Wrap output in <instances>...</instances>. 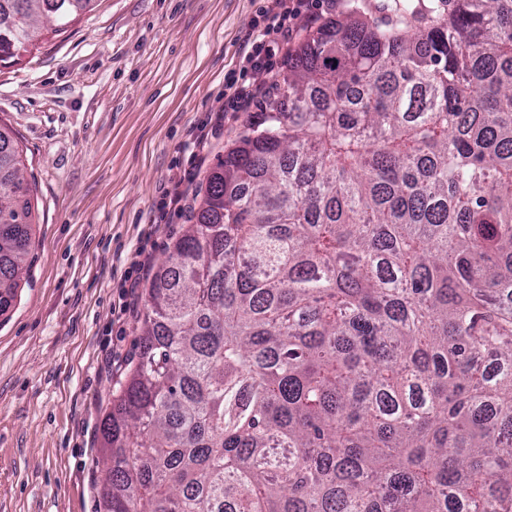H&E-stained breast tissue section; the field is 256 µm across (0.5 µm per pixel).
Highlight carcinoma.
<instances>
[{"mask_svg": "<svg viewBox=\"0 0 512 512\" xmlns=\"http://www.w3.org/2000/svg\"><path fill=\"white\" fill-rule=\"evenodd\" d=\"M94 0H0V64ZM319 26L207 175L100 512H512V0ZM0 125V315L33 189Z\"/></svg>", "mask_w": 512, "mask_h": 512, "instance_id": "carcinoma-1", "label": "carcinoma"}]
</instances>
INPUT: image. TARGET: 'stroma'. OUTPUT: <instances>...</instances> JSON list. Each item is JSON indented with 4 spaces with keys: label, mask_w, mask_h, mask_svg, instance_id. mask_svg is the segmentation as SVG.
<instances>
[{
    "label": "stroma",
    "mask_w": 512,
    "mask_h": 512,
    "mask_svg": "<svg viewBox=\"0 0 512 512\" xmlns=\"http://www.w3.org/2000/svg\"><path fill=\"white\" fill-rule=\"evenodd\" d=\"M268 4L95 0L0 68V124L35 192L24 279L0 316V512H96L100 421L138 351L145 290L246 129L224 109V74ZM168 192L183 210L162 211Z\"/></svg>",
    "instance_id": "35a3bbf8"
}]
</instances>
